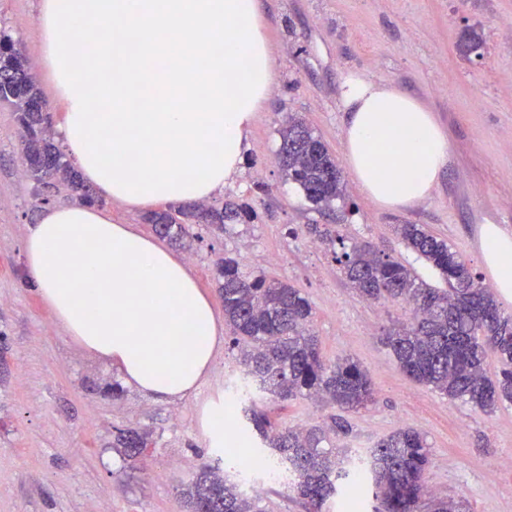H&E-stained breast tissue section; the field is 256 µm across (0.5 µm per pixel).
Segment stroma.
<instances>
[{
	"instance_id": "35a3bbf8",
	"label": "stroma",
	"mask_w": 512,
	"mask_h": 512,
	"mask_svg": "<svg viewBox=\"0 0 512 512\" xmlns=\"http://www.w3.org/2000/svg\"><path fill=\"white\" fill-rule=\"evenodd\" d=\"M42 0H0V28L21 41L34 66L52 124L62 112L42 58ZM274 80L246 144V162L217 202L242 198L252 224L217 230L192 224L174 252L216 309L224 303L216 264L236 257L243 271L288 281L313 307L311 328L324 359L349 357L367 370L375 401L344 415L348 436L331 441L358 450L402 427L427 437L432 497L463 500L466 512H512V404L490 414L403 375L382 337L405 307L360 297L330 250L313 247L308 224H334L352 241L374 243L420 278L437 272L395 236L394 225L423 224L448 240L484 284H492L482 232L512 234V0H263ZM484 39L482 57L456 48L465 28ZM356 73L411 94L448 137V167L424 201L384 209L348 182V200L317 212L275 159L278 130L295 113L344 163L339 88ZM36 184L22 172L18 123L0 104V512H186L182 490L215 458L224 470L263 473L270 452L225 441L210 447L199 411L228 394L252 401L237 350L224 342L192 397L158 402L133 389L113 394L111 366L84 353L56 323L26 279L23 240L41 211ZM280 428L332 427L333 409L305 399L262 401ZM148 434L147 448L123 460L118 430ZM183 458L185 468L173 466ZM495 480H488V471Z\"/></svg>"
}]
</instances>
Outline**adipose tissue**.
I'll use <instances>...</instances> for the list:
<instances>
[{"mask_svg": "<svg viewBox=\"0 0 512 512\" xmlns=\"http://www.w3.org/2000/svg\"><path fill=\"white\" fill-rule=\"evenodd\" d=\"M108 39L74 53L98 22ZM43 58L64 107L58 138L100 194L147 212L209 200L237 177L268 98L274 58L260 0H43ZM347 166L376 205L419 203L438 185L448 141L394 86L340 87ZM29 282L65 334L143 396L179 401L206 377L224 328L184 261L107 210L44 209L23 241ZM496 288L512 293V238L483 231Z\"/></svg>", "mask_w": 512, "mask_h": 512, "instance_id": "adipose-tissue-1", "label": "adipose tissue"}]
</instances>
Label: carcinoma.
Masks as SVG:
<instances>
[{"label": "carcinoma", "mask_w": 512, "mask_h": 512, "mask_svg": "<svg viewBox=\"0 0 512 512\" xmlns=\"http://www.w3.org/2000/svg\"><path fill=\"white\" fill-rule=\"evenodd\" d=\"M482 35L464 32L459 50L466 57L481 56ZM0 91L15 112L21 129L26 174L37 186L67 184L80 198L93 193L84 184L65 153L54 143L43 110L42 97L19 40L0 30ZM277 161L285 177L296 184L315 210L331 208L346 197L347 183L319 136L296 116L279 130ZM219 229L228 224H251L256 212L245 203L226 202L194 211L154 212L147 217L153 230L171 242L186 235L178 216ZM313 239L333 249L334 259L352 288L372 300L402 301L412 317L383 336L399 369L413 381L471 404L489 414L502 402L512 403V315L503 312L495 293L447 240L424 224H396L395 234L406 248L434 268L445 286L419 278L405 265L368 244L349 243L331 224H308ZM224 301V324L234 342L246 343L240 363L260 392L280 402L317 398L331 407L355 411L374 401L367 372L348 357L327 361L318 339L309 329L312 306L308 298L285 281L246 275L238 260L224 257L218 268ZM496 354L500 369L492 372L488 352ZM246 432L255 433L273 450L272 464L288 472V489L323 512L337 491L353 490L358 474L367 477V490L377 505L372 512H423L427 495L426 471L430 446L426 437L400 428L379 440L364 454L350 448H329L324 431L281 430L263 410L245 411ZM115 447L128 459L147 448L146 434L121 429ZM189 512H265L260 500L243 497L238 485L204 466L186 489Z\"/></svg>", "instance_id": "obj_1"}]
</instances>
